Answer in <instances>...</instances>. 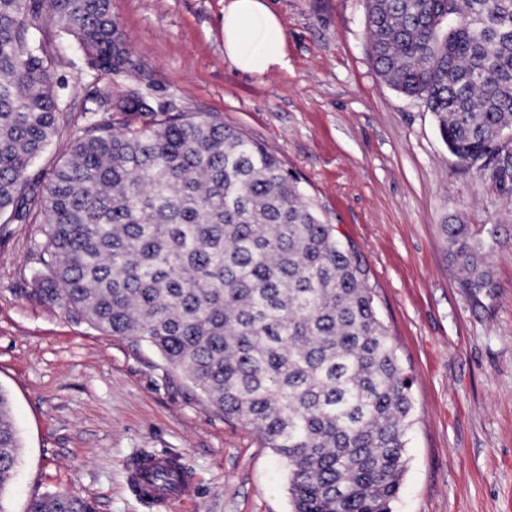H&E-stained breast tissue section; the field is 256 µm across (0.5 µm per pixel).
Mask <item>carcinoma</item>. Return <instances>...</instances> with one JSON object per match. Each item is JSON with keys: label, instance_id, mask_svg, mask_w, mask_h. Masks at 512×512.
Instances as JSON below:
<instances>
[{"label": "carcinoma", "instance_id": "obj_1", "mask_svg": "<svg viewBox=\"0 0 512 512\" xmlns=\"http://www.w3.org/2000/svg\"><path fill=\"white\" fill-rule=\"evenodd\" d=\"M48 19L88 65L127 72L112 0H0V215L30 205L48 226L37 291L94 329L144 342L216 410L288 464L293 512H392L406 469L411 381L351 247L296 177L216 116L172 117L134 88L100 90L67 158L28 172L65 123ZM378 75L426 102L448 151L484 182L512 184V0H366ZM142 116L114 123L97 111ZM460 286L495 295V230L440 225ZM21 443L0 390V495ZM175 461L147 479L172 492ZM27 512H95L68 492Z\"/></svg>", "mask_w": 512, "mask_h": 512}]
</instances>
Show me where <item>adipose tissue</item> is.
<instances>
[{"instance_id":"adipose-tissue-1","label":"adipose tissue","mask_w":512,"mask_h":512,"mask_svg":"<svg viewBox=\"0 0 512 512\" xmlns=\"http://www.w3.org/2000/svg\"><path fill=\"white\" fill-rule=\"evenodd\" d=\"M224 56L237 70L254 76L286 67L282 25L266 0H225Z\"/></svg>"}]
</instances>
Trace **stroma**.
I'll use <instances>...</instances> for the list:
<instances>
[{"instance_id": "obj_1", "label": "stroma", "mask_w": 512, "mask_h": 512, "mask_svg": "<svg viewBox=\"0 0 512 512\" xmlns=\"http://www.w3.org/2000/svg\"><path fill=\"white\" fill-rule=\"evenodd\" d=\"M288 66L265 76L224 58V0H112L134 70L169 114L213 113L264 144L353 246L412 382L413 425L393 512H512V188L479 181L422 99L376 73L364 0H267ZM74 127L112 78L51 22L36 34ZM495 230V295L474 303L440 226ZM44 218L0 217V389L22 449L4 500L66 491L96 512H158L129 462L169 452L195 483L169 512H292L285 463L224 417L148 345L77 322L35 294Z\"/></svg>"}]
</instances>
